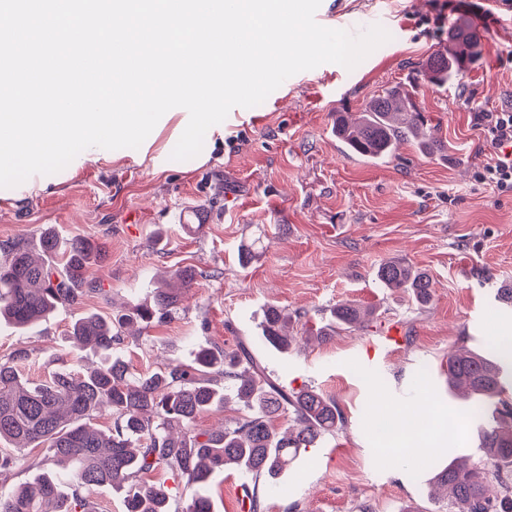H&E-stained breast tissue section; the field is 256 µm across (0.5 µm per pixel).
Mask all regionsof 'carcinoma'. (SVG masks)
Returning <instances> with one entry per match:
<instances>
[{
	"instance_id": "obj_1",
	"label": "carcinoma",
	"mask_w": 512,
	"mask_h": 512,
	"mask_svg": "<svg viewBox=\"0 0 512 512\" xmlns=\"http://www.w3.org/2000/svg\"><path fill=\"white\" fill-rule=\"evenodd\" d=\"M482 36L464 21L448 32V46L433 51L418 66L421 80L445 87L472 63ZM425 117L415 89L394 86L372 97L351 122L336 113V138L344 150L383 159L405 140H416L428 156H444L448 146L424 132ZM39 257L21 244L0 259V321L27 329L57 309L100 293L89 269L102 259L101 248L87 238L60 240L45 231ZM197 272L174 270L169 288L148 298L112 307V316L95 313L71 325L68 340L103 355L100 366L85 373L57 371L46 381L26 378L20 363L24 349L0 359V476L20 462L43 469L32 483L0 486V512H90L87 494L109 485L124 493L126 512H169V496L156 473L168 469L187 482L207 483L216 470H232L244 479L240 512H260L258 487L249 481L276 477L296 457L324 436L336 432L343 417L336 402L309 387L290 389L278 381L241 342L232 351L201 348L189 363H170L135 375L123 356L114 353L127 327L169 319L182 308ZM377 279L385 288L405 289L420 305L433 298V281L398 259L382 263ZM333 325L316 332L327 338L336 330H362L373 312L354 301L330 310ZM289 316L270 304L260 321L265 345L288 352ZM512 340L489 337L483 352L448 351V390L468 397L467 417L480 428L481 456L439 466L427 483L429 494L444 492L448 512H512ZM234 402L238 415L206 432L196 419ZM494 412L487 414V407ZM109 412L112 426H96ZM289 418L288 425L276 424ZM42 451L36 461L28 449Z\"/></svg>"
}]
</instances>
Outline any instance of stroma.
Returning <instances> with one entry per match:
<instances>
[{"mask_svg": "<svg viewBox=\"0 0 512 512\" xmlns=\"http://www.w3.org/2000/svg\"><path fill=\"white\" fill-rule=\"evenodd\" d=\"M318 12L325 27L342 30L382 14L391 39L354 69L325 63L290 77L261 105L233 108L206 165L173 160L156 172L138 150L122 148L111 161L86 162L63 186L0 206V252L36 245L46 230L106 251L90 270L100 293L24 334L0 323V358L26 348L36 378L59 366L96 367L98 353L67 343L72 323L111 315L113 303L143 297L177 267L193 266L198 276L183 310L125 338L132 372L190 361L208 344L230 351L249 342L284 384L314 387L344 417L276 479L264 512H446V499L423 492L429 458L393 457L372 417L435 413L455 431L437 449L443 461L479 454L478 428L449 395L444 366L449 349L512 336V311L494 310L498 286L512 283V193L480 180L487 133L474 120L512 107V0H322ZM459 20L482 33L479 56L458 83L423 82L416 91L447 158L424 155L411 141L378 163L344 154L332 132L337 113L359 116L382 88L407 85ZM250 243L259 254L240 265ZM390 259L430 275L429 305L380 287L376 271ZM346 300L373 308L371 326L314 338ZM269 303L291 316L288 352L260 341ZM394 322L399 342L369 368L370 345ZM422 366L430 384L418 390L412 379Z\"/></svg>", "mask_w": 512, "mask_h": 512, "instance_id": "obj_1", "label": "stroma"}]
</instances>
